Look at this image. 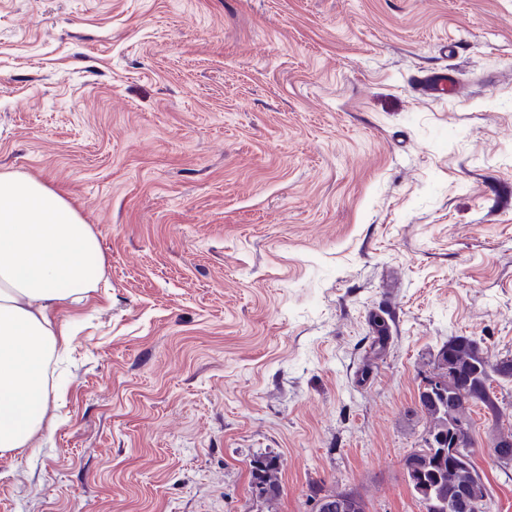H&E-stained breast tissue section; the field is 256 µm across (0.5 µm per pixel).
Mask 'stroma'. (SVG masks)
Here are the masks:
<instances>
[{
	"label": "stroma",
	"instance_id": "stroma-1",
	"mask_svg": "<svg viewBox=\"0 0 512 512\" xmlns=\"http://www.w3.org/2000/svg\"><path fill=\"white\" fill-rule=\"evenodd\" d=\"M0 170L104 259L0 512H264L261 455L276 512H425L439 348L512 354V0H0ZM493 389L473 462L512 512ZM262 461L265 464L270 463V470L278 468V462L272 456L263 457ZM268 468L252 466L251 467V489L260 487V491L263 493L262 497L267 503H273L278 500L281 495V485L277 479L272 478L269 474Z\"/></svg>",
	"mask_w": 512,
	"mask_h": 512
}]
</instances>
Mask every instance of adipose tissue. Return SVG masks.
<instances>
[{"instance_id": "obj_1", "label": "adipose tissue", "mask_w": 512, "mask_h": 512, "mask_svg": "<svg viewBox=\"0 0 512 512\" xmlns=\"http://www.w3.org/2000/svg\"><path fill=\"white\" fill-rule=\"evenodd\" d=\"M91 227L41 181L0 171V455L44 424L47 366L66 344L53 310L94 288Z\"/></svg>"}]
</instances>
